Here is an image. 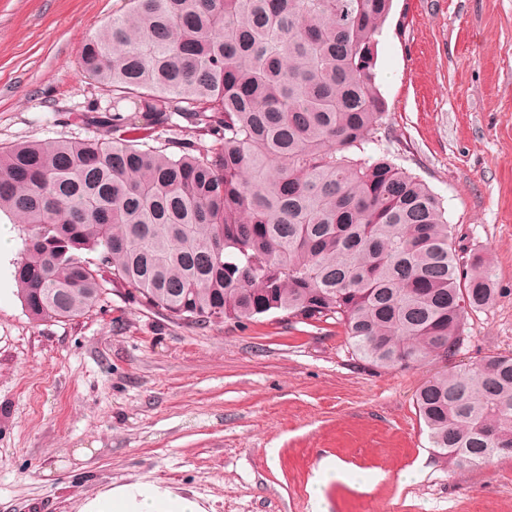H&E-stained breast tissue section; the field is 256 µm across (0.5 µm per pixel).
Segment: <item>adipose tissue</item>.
Segmentation results:
<instances>
[{
    "instance_id": "adipose-tissue-1",
    "label": "adipose tissue",
    "mask_w": 512,
    "mask_h": 512,
    "mask_svg": "<svg viewBox=\"0 0 512 512\" xmlns=\"http://www.w3.org/2000/svg\"><path fill=\"white\" fill-rule=\"evenodd\" d=\"M80 512H201L198 502L147 483H134L99 493Z\"/></svg>"
}]
</instances>
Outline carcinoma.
I'll list each match as a JSON object with an SVG mask.
<instances>
[{
  "mask_svg": "<svg viewBox=\"0 0 512 512\" xmlns=\"http://www.w3.org/2000/svg\"><path fill=\"white\" fill-rule=\"evenodd\" d=\"M126 2L81 52L111 97L69 120L101 132L0 145V213L26 231L12 276L31 319L91 312L105 270L199 330L281 313L343 327L375 368L456 356L469 313L496 298L493 266L460 263L438 197L372 153L393 0ZM415 403L447 462L512 456V353L435 373Z\"/></svg>",
  "mask_w": 512,
  "mask_h": 512,
  "instance_id": "carcinoma-1",
  "label": "carcinoma"
}]
</instances>
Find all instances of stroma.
<instances>
[{"label":"stroma","mask_w":512,"mask_h":512,"mask_svg":"<svg viewBox=\"0 0 512 512\" xmlns=\"http://www.w3.org/2000/svg\"><path fill=\"white\" fill-rule=\"evenodd\" d=\"M123 5L0 0L1 144L94 135L68 120L102 95L80 52ZM376 72L380 148L438 196L460 259L493 258L499 294L451 361L478 367L512 352V0H394ZM15 258L0 256V512H79L135 482L205 512H512V457L453 467L419 421L442 363L374 370L341 326L277 314L176 325L122 286L38 325Z\"/></svg>","instance_id":"stroma-1"}]
</instances>
